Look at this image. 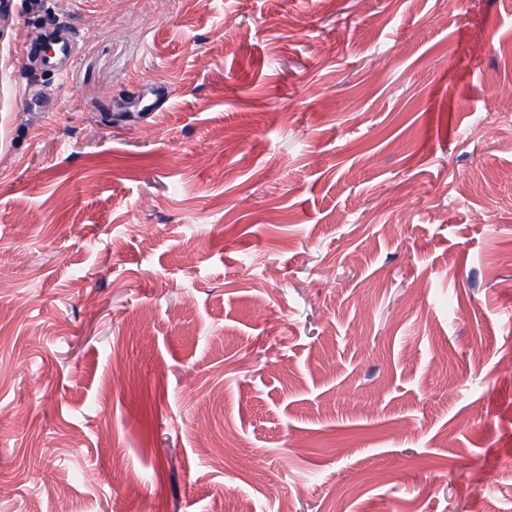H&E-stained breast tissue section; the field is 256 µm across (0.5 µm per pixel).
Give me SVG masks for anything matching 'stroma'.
Masks as SVG:
<instances>
[{"mask_svg":"<svg viewBox=\"0 0 512 512\" xmlns=\"http://www.w3.org/2000/svg\"><path fill=\"white\" fill-rule=\"evenodd\" d=\"M511 93L512 0H14L0 512H512ZM72 37L71 31H60L56 33L52 39L53 54L45 56L41 50L39 51L43 64L49 67L74 64L75 59L72 54Z\"/></svg>","mask_w":512,"mask_h":512,"instance_id":"35a3bbf8","label":"stroma"}]
</instances>
